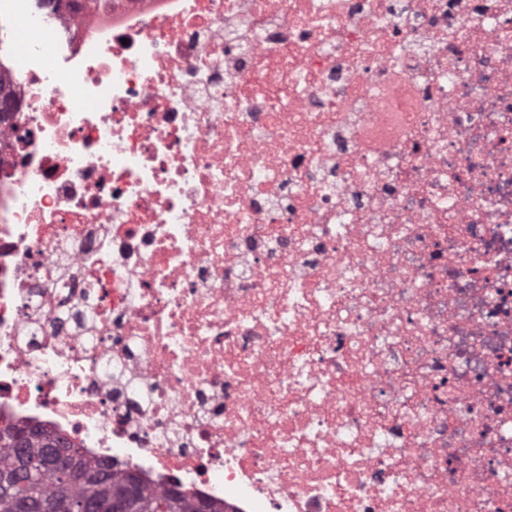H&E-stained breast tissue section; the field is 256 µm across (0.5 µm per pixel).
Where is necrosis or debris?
<instances>
[{"instance_id":"obj_1","label":"necrosis or debris","mask_w":512,"mask_h":512,"mask_svg":"<svg viewBox=\"0 0 512 512\" xmlns=\"http://www.w3.org/2000/svg\"><path fill=\"white\" fill-rule=\"evenodd\" d=\"M0 433L224 512H512V0H0Z\"/></svg>"}]
</instances>
